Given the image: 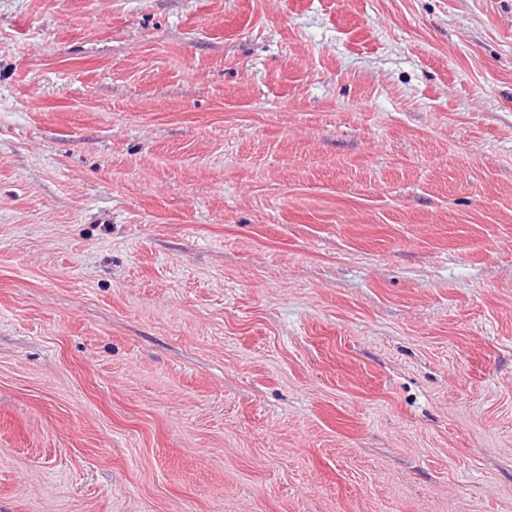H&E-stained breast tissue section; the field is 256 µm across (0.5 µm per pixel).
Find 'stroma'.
Segmentation results:
<instances>
[{"mask_svg":"<svg viewBox=\"0 0 512 512\" xmlns=\"http://www.w3.org/2000/svg\"><path fill=\"white\" fill-rule=\"evenodd\" d=\"M0 512H512V0H0Z\"/></svg>","mask_w":512,"mask_h":512,"instance_id":"1","label":"stroma"}]
</instances>
